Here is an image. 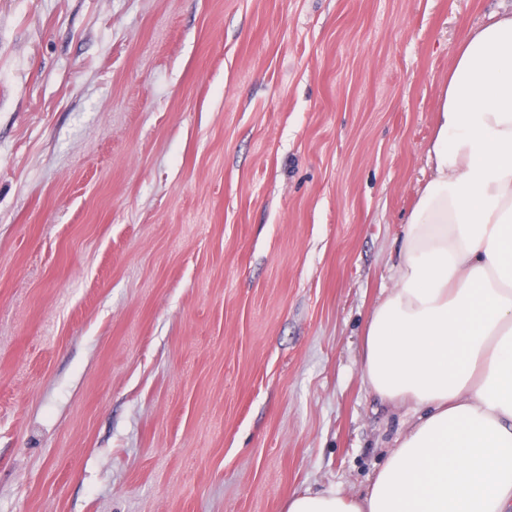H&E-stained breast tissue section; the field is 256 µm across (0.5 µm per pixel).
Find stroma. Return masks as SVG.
Masks as SVG:
<instances>
[{
	"mask_svg": "<svg viewBox=\"0 0 512 512\" xmlns=\"http://www.w3.org/2000/svg\"><path fill=\"white\" fill-rule=\"evenodd\" d=\"M512 0H0V512H283L409 425L360 371L454 48Z\"/></svg>",
	"mask_w": 512,
	"mask_h": 512,
	"instance_id": "35a3bbf8",
	"label": "stroma"
}]
</instances>
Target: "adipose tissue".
Wrapping results in <instances>:
<instances>
[{
    "label": "adipose tissue",
    "instance_id": "obj_1",
    "mask_svg": "<svg viewBox=\"0 0 512 512\" xmlns=\"http://www.w3.org/2000/svg\"><path fill=\"white\" fill-rule=\"evenodd\" d=\"M435 113L361 356L415 419L364 493L298 491L285 512H512V11L461 40Z\"/></svg>",
    "mask_w": 512,
    "mask_h": 512
}]
</instances>
